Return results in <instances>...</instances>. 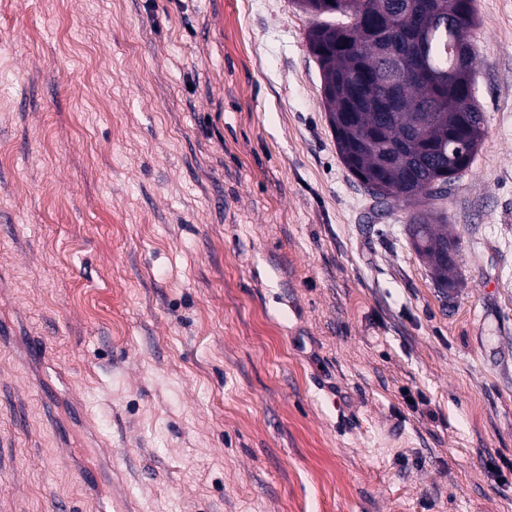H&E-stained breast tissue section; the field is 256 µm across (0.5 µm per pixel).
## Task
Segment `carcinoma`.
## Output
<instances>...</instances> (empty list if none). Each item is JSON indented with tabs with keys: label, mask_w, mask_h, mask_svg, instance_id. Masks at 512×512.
Returning <instances> with one entry per match:
<instances>
[{
	"label": "carcinoma",
	"mask_w": 512,
	"mask_h": 512,
	"mask_svg": "<svg viewBox=\"0 0 512 512\" xmlns=\"http://www.w3.org/2000/svg\"><path fill=\"white\" fill-rule=\"evenodd\" d=\"M337 2L294 0L318 18L307 41L324 88L335 89L324 99L338 152L366 188H388L374 196L412 209L407 232L413 248L427 260L436 286L453 288L458 243L448 236V217L419 206L448 195L483 139L484 115L466 90L474 83V51L466 39L477 23L474 0H377L372 18L323 19L336 14ZM423 9L430 13L429 26L415 31ZM392 22L413 35L402 57L404 76L390 97L363 74L386 72L378 34ZM448 73L455 82L439 81Z\"/></svg>",
	"instance_id": "carcinoma-1"
}]
</instances>
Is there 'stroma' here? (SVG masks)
<instances>
[{
	"mask_svg": "<svg viewBox=\"0 0 512 512\" xmlns=\"http://www.w3.org/2000/svg\"><path fill=\"white\" fill-rule=\"evenodd\" d=\"M476 7L444 291L292 0H0V512H512V0Z\"/></svg>",
	"mask_w": 512,
	"mask_h": 512,
	"instance_id": "stroma-1",
	"label": "stroma"
}]
</instances>
